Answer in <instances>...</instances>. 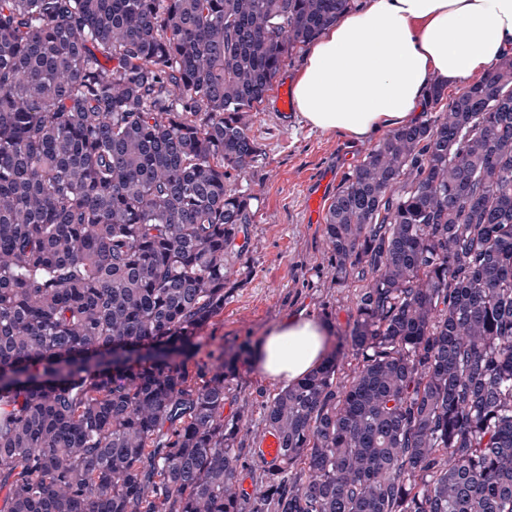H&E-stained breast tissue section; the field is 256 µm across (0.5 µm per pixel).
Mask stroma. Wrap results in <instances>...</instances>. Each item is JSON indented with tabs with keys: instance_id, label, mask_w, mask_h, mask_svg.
Here are the masks:
<instances>
[{
	"instance_id": "stroma-1",
	"label": "stroma",
	"mask_w": 512,
	"mask_h": 512,
	"mask_svg": "<svg viewBox=\"0 0 512 512\" xmlns=\"http://www.w3.org/2000/svg\"><path fill=\"white\" fill-rule=\"evenodd\" d=\"M307 53L286 59L260 110L249 116L250 134L259 143V161L237 180L240 190H254V222L247 228V283L233 289L223 312L199 333V360L218 346L257 345L268 332L292 316L315 320L331 316L327 351L340 345L339 333L354 307L353 286H339L322 273V216L306 213V192L323 187L331 202L344 177L378 141L380 134L355 138L311 128L297 110L280 112L282 86L294 85L307 64ZM277 387L259 365L247 362L233 382L237 397L225 413H243L251 424Z\"/></svg>"
}]
</instances>
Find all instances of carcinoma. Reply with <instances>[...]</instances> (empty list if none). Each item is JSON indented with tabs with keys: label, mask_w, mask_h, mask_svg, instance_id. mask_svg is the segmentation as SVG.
<instances>
[{
	"label": "carcinoma",
	"mask_w": 512,
	"mask_h": 512,
	"mask_svg": "<svg viewBox=\"0 0 512 512\" xmlns=\"http://www.w3.org/2000/svg\"><path fill=\"white\" fill-rule=\"evenodd\" d=\"M354 0H0V512H512V56L325 213L342 352L224 416L247 116ZM280 460L242 489L243 439Z\"/></svg>",
	"instance_id": "1"
}]
</instances>
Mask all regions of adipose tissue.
Segmentation results:
<instances>
[{
	"mask_svg": "<svg viewBox=\"0 0 512 512\" xmlns=\"http://www.w3.org/2000/svg\"><path fill=\"white\" fill-rule=\"evenodd\" d=\"M512 48V0H366L314 43L294 96L312 127L366 137L407 121L433 82L479 75ZM327 327L291 317L258 347L273 378L296 382L325 355Z\"/></svg>",
	"mask_w": 512,
	"mask_h": 512,
	"instance_id": "obj_1",
	"label": "adipose tissue"
}]
</instances>
